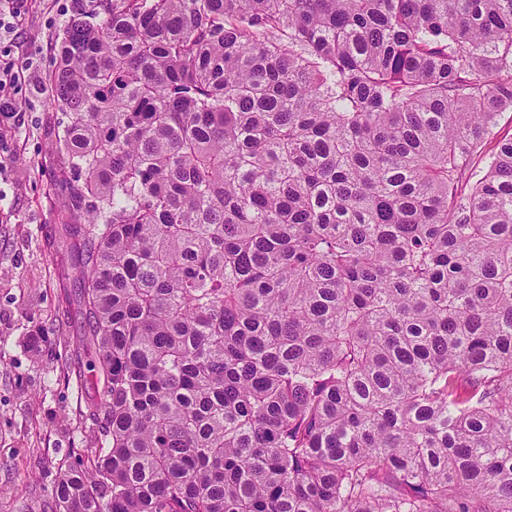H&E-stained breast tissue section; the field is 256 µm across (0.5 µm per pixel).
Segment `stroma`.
Instances as JSON below:
<instances>
[{
	"label": "stroma",
	"instance_id": "1",
	"mask_svg": "<svg viewBox=\"0 0 512 512\" xmlns=\"http://www.w3.org/2000/svg\"><path fill=\"white\" fill-rule=\"evenodd\" d=\"M74 6L27 0L0 30V69L30 71L0 122V512H53L59 463L94 440L80 414L96 377L77 345L83 319L59 302L47 246L62 208L46 164L59 114L39 90Z\"/></svg>",
	"mask_w": 512,
	"mask_h": 512
}]
</instances>
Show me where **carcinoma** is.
Wrapping results in <instances>:
<instances>
[{
    "label": "carcinoma",
    "mask_w": 512,
    "mask_h": 512,
    "mask_svg": "<svg viewBox=\"0 0 512 512\" xmlns=\"http://www.w3.org/2000/svg\"><path fill=\"white\" fill-rule=\"evenodd\" d=\"M44 82L95 354L58 512H512V0H102Z\"/></svg>",
    "instance_id": "carcinoma-1"
}]
</instances>
